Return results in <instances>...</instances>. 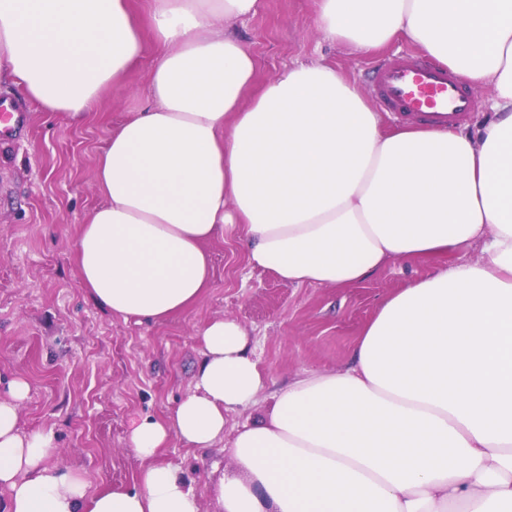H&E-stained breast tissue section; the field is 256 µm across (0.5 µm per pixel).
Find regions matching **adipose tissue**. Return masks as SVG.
Returning <instances> with one entry per match:
<instances>
[{"instance_id": "adipose-tissue-1", "label": "adipose tissue", "mask_w": 512, "mask_h": 512, "mask_svg": "<svg viewBox=\"0 0 512 512\" xmlns=\"http://www.w3.org/2000/svg\"><path fill=\"white\" fill-rule=\"evenodd\" d=\"M260 0H151L141 35L129 0H0V71L48 112L85 118L102 92L151 58L148 103L98 157L104 202L75 257L90 297L159 321L210 286L206 243L241 228L249 264L282 281L344 287L392 261H433L390 295L347 366L304 373L266 415L224 432L263 380L246 330L199 331L194 389L129 446L139 490L91 492L50 464L54 435L23 432L26 381L0 398V512H200L178 439L229 442L209 493L219 512H512V0H316L332 42L419 46L493 89L472 129H385L358 85L322 62L257 80L237 33ZM479 246L481 259L456 252Z\"/></svg>"}]
</instances>
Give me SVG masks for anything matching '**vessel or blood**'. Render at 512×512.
<instances>
[{"mask_svg": "<svg viewBox=\"0 0 512 512\" xmlns=\"http://www.w3.org/2000/svg\"><path fill=\"white\" fill-rule=\"evenodd\" d=\"M371 82L378 105L404 122L453 125L474 106L475 92L459 75L410 57L372 71Z\"/></svg>", "mask_w": 512, "mask_h": 512, "instance_id": "b4317fda", "label": "vessel or blood"}]
</instances>
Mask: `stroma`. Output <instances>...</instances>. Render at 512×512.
<instances>
[{"instance_id": "obj_1", "label": "stroma", "mask_w": 512, "mask_h": 512, "mask_svg": "<svg viewBox=\"0 0 512 512\" xmlns=\"http://www.w3.org/2000/svg\"><path fill=\"white\" fill-rule=\"evenodd\" d=\"M238 30L256 54L259 81L298 62L324 61L360 83L370 104L365 73L419 53L405 41L375 55L331 43L315 23L314 0H260ZM147 85L142 62L89 118L75 121L42 111L0 82V102L22 114L0 136V395L5 380H25L20 428L52 431L53 463L83 472L94 489L133 487L144 462L128 446L130 423L166 416L192 391L203 358L198 333L211 319L231 317L247 329L265 380V407L268 393L297 375L344 367L383 301L429 270L422 259L396 261L355 285L293 286L251 267L236 225L228 224L206 245L212 283L192 309L156 322L100 307L73 260L76 229L104 202L95 184L99 152L145 105ZM158 460L191 480L201 512H216L207 488L232 464L223 447L202 453L174 439Z\"/></svg>"}]
</instances>
